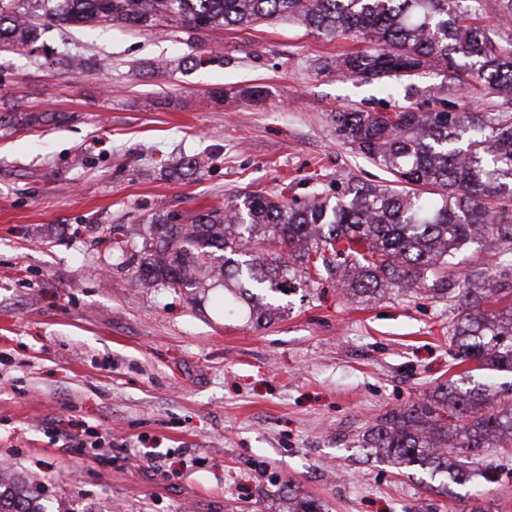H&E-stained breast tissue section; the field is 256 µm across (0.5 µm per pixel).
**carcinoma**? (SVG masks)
Returning <instances> with one entry per match:
<instances>
[{
	"label": "carcinoma",
	"instance_id": "carcinoma-1",
	"mask_svg": "<svg viewBox=\"0 0 512 512\" xmlns=\"http://www.w3.org/2000/svg\"><path fill=\"white\" fill-rule=\"evenodd\" d=\"M286 18L330 41L364 44L336 56V72L411 80L440 68L451 81L476 78L512 108V38L493 40L461 0H0V46L24 47L41 22L147 25L169 21L197 33ZM346 142L389 174L384 184L348 181L336 194L298 200L267 192L194 215L156 213L147 227L154 258L144 283L224 287V315L238 299L283 292L312 272L338 278L352 295L426 287L459 311L449 330L457 364L512 372V113L340 111ZM511 244L491 263L462 269L469 244ZM455 423H448L449 419ZM368 447L399 465L427 467L455 484L475 473V453L512 449V399L474 394L451 380L441 395L381 415ZM0 512H43L0 472Z\"/></svg>",
	"mask_w": 512,
	"mask_h": 512
}]
</instances>
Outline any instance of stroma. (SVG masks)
<instances>
[{
  "label": "stroma",
  "mask_w": 512,
  "mask_h": 512,
  "mask_svg": "<svg viewBox=\"0 0 512 512\" xmlns=\"http://www.w3.org/2000/svg\"><path fill=\"white\" fill-rule=\"evenodd\" d=\"M352 46L276 19L198 45L168 22L51 26L0 50V463L46 512H288L292 490L321 512H461L475 494L512 512L511 453L445 487L365 445L442 383L512 390L508 372L462 378L448 300H353L324 277L266 293L277 316L256 325L225 318L223 289L138 283L103 241L122 225L142 258L161 210L381 181L332 113L490 109L481 83L439 71L410 98L321 70ZM198 50L209 64L185 66ZM60 427L91 448L61 447Z\"/></svg>",
  "instance_id": "35a3bbf8"
}]
</instances>
